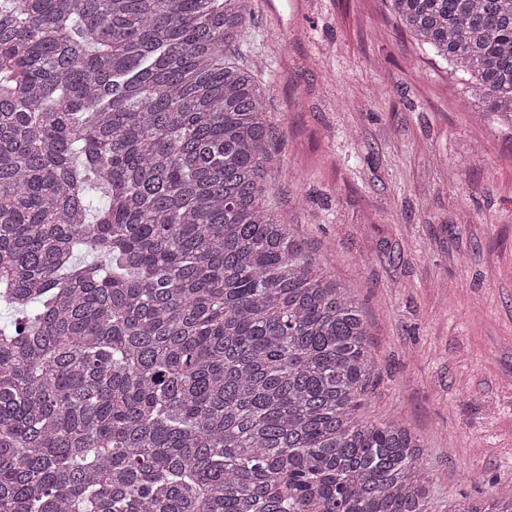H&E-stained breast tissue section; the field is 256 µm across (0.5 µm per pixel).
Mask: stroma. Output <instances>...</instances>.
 Instances as JSON below:
<instances>
[{
  "label": "stroma",
  "instance_id": "obj_1",
  "mask_svg": "<svg viewBox=\"0 0 512 512\" xmlns=\"http://www.w3.org/2000/svg\"><path fill=\"white\" fill-rule=\"evenodd\" d=\"M242 59L268 92L266 198L364 314L357 418L419 435L433 512L512 486V126L389 0H252Z\"/></svg>",
  "mask_w": 512,
  "mask_h": 512
}]
</instances>
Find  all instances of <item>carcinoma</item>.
Wrapping results in <instances>:
<instances>
[{"mask_svg": "<svg viewBox=\"0 0 512 512\" xmlns=\"http://www.w3.org/2000/svg\"><path fill=\"white\" fill-rule=\"evenodd\" d=\"M390 2L512 124V0ZM250 18L0 0V512H432L417 436L356 418L357 303L265 199Z\"/></svg>", "mask_w": 512, "mask_h": 512, "instance_id": "cac0c4a2", "label": "carcinoma"}]
</instances>
